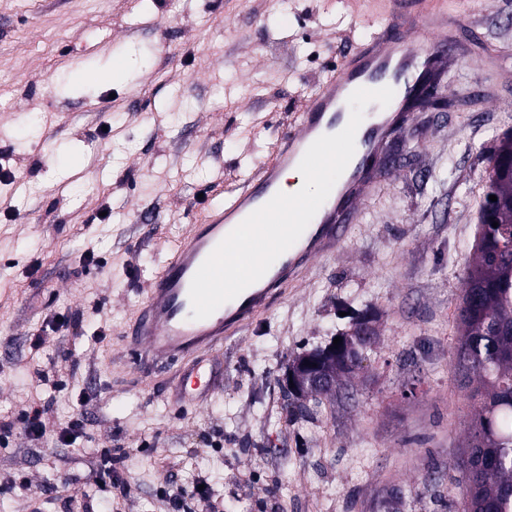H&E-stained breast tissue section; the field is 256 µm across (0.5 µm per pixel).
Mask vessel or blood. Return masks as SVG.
Wrapping results in <instances>:
<instances>
[{"instance_id":"vessel-or-blood-1","label":"vessel or blood","mask_w":512,"mask_h":512,"mask_svg":"<svg viewBox=\"0 0 512 512\" xmlns=\"http://www.w3.org/2000/svg\"><path fill=\"white\" fill-rule=\"evenodd\" d=\"M385 17L372 25L365 40L352 43L342 61L307 94L272 154L245 184L228 189L210 206L203 223L175 237L167 246V261L155 273L125 335L140 383L176 362L180 372L170 389L174 400L208 403L224 384L221 350L226 340L240 336L257 322L271 301L302 284L320 259L335 254L349 224L372 189L388 173L385 154L394 140L409 136L415 114L408 92L422 79L438 76L458 59L461 46L454 30L456 16L446 0H390ZM430 38L422 44L420 35ZM392 88L394 97L363 120L355 135V152L300 238L271 265L265 275L209 317H193L191 281L214 248L246 217L280 192L285 169L298 166L319 137L342 131L349 122V96L359 88Z\"/></svg>"}]
</instances>
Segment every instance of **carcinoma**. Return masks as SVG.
I'll use <instances>...</instances> for the list:
<instances>
[{"mask_svg":"<svg viewBox=\"0 0 512 512\" xmlns=\"http://www.w3.org/2000/svg\"><path fill=\"white\" fill-rule=\"evenodd\" d=\"M504 205L476 245L454 352L474 400L460 472L464 512H512V181L488 185Z\"/></svg>","mask_w":512,"mask_h":512,"instance_id":"1","label":"carcinoma"}]
</instances>
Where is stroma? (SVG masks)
Listing matches in <instances>:
<instances>
[{"mask_svg": "<svg viewBox=\"0 0 512 512\" xmlns=\"http://www.w3.org/2000/svg\"><path fill=\"white\" fill-rule=\"evenodd\" d=\"M463 35L512 46V0H447ZM375 0H0V417L35 396L55 424L88 417L70 447L0 441V512H167L161 489L199 482L187 512H462L471 402L453 347L479 231L487 159L512 131V55L447 70L444 112H417L404 161L336 254L224 344V387L199 406L163 383L131 390L121 338L165 260L164 242L274 150L310 90L366 37ZM128 62L122 81L71 71ZM68 152L86 156L61 181ZM94 262H86V252ZM350 306L352 316L341 313ZM78 318L29 345L47 313ZM371 322L375 345L334 395L287 417L282 383L302 353ZM107 329L106 345L96 331ZM48 369L54 388L39 389ZM97 395L80 407L79 393ZM124 450L110 484L95 470Z\"/></svg>", "mask_w": 512, "mask_h": 512, "instance_id": "35a3bbf8", "label": "stroma"}]
</instances>
